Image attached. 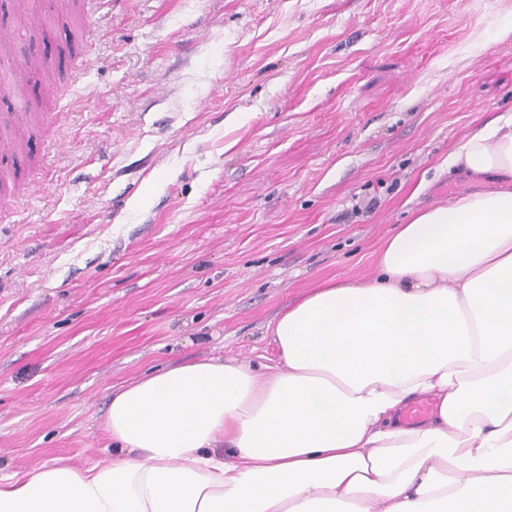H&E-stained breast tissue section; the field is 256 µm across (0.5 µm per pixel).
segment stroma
Masks as SVG:
<instances>
[{"label": "stroma", "instance_id": "35a3bbf8", "mask_svg": "<svg viewBox=\"0 0 512 512\" xmlns=\"http://www.w3.org/2000/svg\"><path fill=\"white\" fill-rule=\"evenodd\" d=\"M0 0V125L39 117L0 201V470L104 462L113 392L365 280L442 161L512 111V0ZM71 86L67 100L58 88Z\"/></svg>", "mask_w": 512, "mask_h": 512}]
</instances>
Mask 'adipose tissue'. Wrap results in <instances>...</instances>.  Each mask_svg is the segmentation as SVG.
Wrapping results in <instances>:
<instances>
[{
	"label": "adipose tissue",
	"instance_id": "adipose-tissue-1",
	"mask_svg": "<svg viewBox=\"0 0 512 512\" xmlns=\"http://www.w3.org/2000/svg\"><path fill=\"white\" fill-rule=\"evenodd\" d=\"M445 164L474 190L415 209L374 278L288 306L269 375L209 358L122 387L111 462L0 472V512H512V113Z\"/></svg>",
	"mask_w": 512,
	"mask_h": 512
}]
</instances>
